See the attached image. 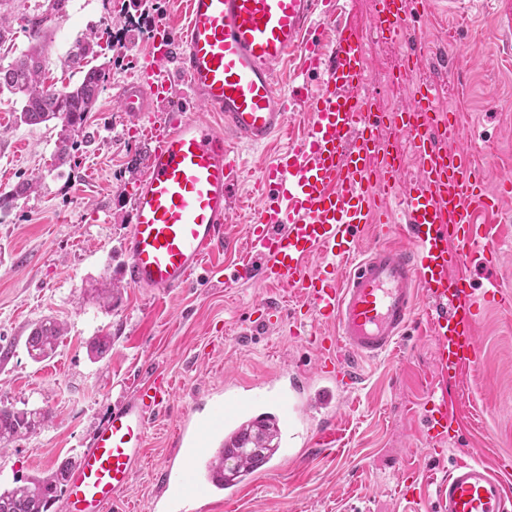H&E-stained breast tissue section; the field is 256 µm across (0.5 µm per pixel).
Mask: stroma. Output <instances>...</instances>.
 Returning a JSON list of instances; mask_svg holds the SVG:
<instances>
[{
	"label": "stroma",
	"mask_w": 512,
	"mask_h": 512,
	"mask_svg": "<svg viewBox=\"0 0 512 512\" xmlns=\"http://www.w3.org/2000/svg\"><path fill=\"white\" fill-rule=\"evenodd\" d=\"M129 0H69L54 20L45 82L75 84L77 70L63 61L77 38L111 25ZM150 18L163 15L172 31L183 21L181 0H156ZM371 0H338L336 20L364 36L372 63L368 90L380 109L400 106L405 95L392 75L405 54L424 45L416 76L438 82L441 108H453L470 137L473 159L487 179L512 174V41L493 31L494 0H459L444 7L431 0L426 21L408 22L399 40L370 34ZM131 32L121 60L91 112L89 145L76 153V168L56 167L59 120L18 122V96L0 94V194L39 177L35 192L0 209V405L46 408L51 419L28 437L0 450V490L45 476L78 459L113 405L147 377L171 381L174 396L151 421L145 455L122 506L123 512H201L199 504L158 499V478L185 464L171 433L186 410L204 418L223 398L225 382L250 385L275 373H310L319 353L279 327L253 326L256 303L290 306L283 288L245 283L220 288L211 272L233 268L237 256L213 257L208 272L164 299H154L122 276L121 242L129 229L127 194L131 158L142 151L127 137L115 89L135 74L151 52V25ZM456 35L464 51L452 68L439 66ZM480 233L496 248L493 276L512 292V199L498 201L479 219ZM111 290L104 306L102 290ZM55 317L66 335L55 353L35 362L26 341L34 326ZM112 339L103 360L90 358V342ZM478 336L481 365L447 385L448 411L460 429L437 458L422 447L421 424L410 416L428 394L435 343L425 326L411 330L399 354L359 362L357 389L344 397L339 452L308 453L301 430L288 457L263 472L242 498L222 512H407L398 489L404 470L443 479L451 462L470 457L495 464L512 455V309H490Z\"/></svg>",
	"instance_id": "35a3bbf8"
}]
</instances>
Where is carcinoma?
<instances>
[{
  "instance_id": "cac0c4a2",
  "label": "carcinoma",
  "mask_w": 512,
  "mask_h": 512,
  "mask_svg": "<svg viewBox=\"0 0 512 512\" xmlns=\"http://www.w3.org/2000/svg\"><path fill=\"white\" fill-rule=\"evenodd\" d=\"M69 0H46V8L40 13L26 18L25 32L28 46L10 62H0V92L8 91L21 98L19 120L26 125H39L53 119L62 120L60 134L61 148L56 160L63 166L74 161L70 149L77 146L75 138L84 133L90 112L95 108L102 90L109 82L112 61L85 68L84 61L95 57L98 41L114 44L112 27L91 33L76 41L75 49L65 59L67 66L84 71L82 80L61 90L44 86L42 73L45 71L47 52L46 39L52 17L62 14ZM39 178L19 184L15 191L0 195V207L10 204L17 197L35 190ZM65 327L53 318L41 321L27 339V351L31 359L41 361L55 352L63 337ZM50 419V413L44 409L18 410L0 406V443L26 437ZM252 443L244 439L239 444V453L224 455V449H218L220 457L214 463L231 470L240 468L242 456L252 453ZM71 473V468L61 467L48 476L34 477L21 486L0 491V512H50L51 507L63 492Z\"/></svg>"
}]
</instances>
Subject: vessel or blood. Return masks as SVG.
<instances>
[{"label": "vessel or blood", "mask_w": 512, "mask_h": 512, "mask_svg": "<svg viewBox=\"0 0 512 512\" xmlns=\"http://www.w3.org/2000/svg\"><path fill=\"white\" fill-rule=\"evenodd\" d=\"M424 13V0H372L370 28L396 40L410 15ZM183 16L175 44L166 22L155 21L152 61L115 93L145 146L146 171L128 189L125 275L130 284L166 296L186 287L208 256L234 248L240 258L225 287L255 282L293 290L304 307L288 315L291 335H303L309 317L330 329L318 339L319 370L330 374V384L314 387L294 377L285 386L275 376L243 393L228 384L209 419L190 412L180 419L176 445L194 457L216 436L232 446L244 430L269 425L274 448L238 475L215 468L201 481L188 466L161 484L181 499L218 490L235 498L283 455L290 433L310 412L323 415L311 446L341 447L333 414L342 393L358 382L354 361L392 352L418 319L426 320L435 341L436 375L478 364V326L505 295L497 282L481 290L475 285L473 269L489 270L497 260L479 243L478 215L494 206L496 195L512 194V176L489 189L459 113L441 109L437 83L415 78L418 53L407 54L393 77L406 86L407 102L379 110L367 91L363 40L334 22V0H184ZM172 53L202 115L154 112L171 90L157 62ZM293 56L302 71L321 78L307 99L309 128L264 168L248 234L236 245L226 225L243 172L237 147H259L287 132L295 96L280 88L279 75ZM212 112L221 124L209 120ZM399 136L415 150L417 172L409 181L395 144ZM368 227L373 233L366 239L361 232ZM424 297L431 308L421 309ZM172 397L171 385L155 380L113 406L64 490L69 512L122 505L144 457L148 424ZM416 414L428 446L450 438L445 397L429 391ZM509 472L512 466L502 462L457 461L436 488V512H512L502 479Z\"/></svg>", "instance_id": "obj_1"}]
</instances>
